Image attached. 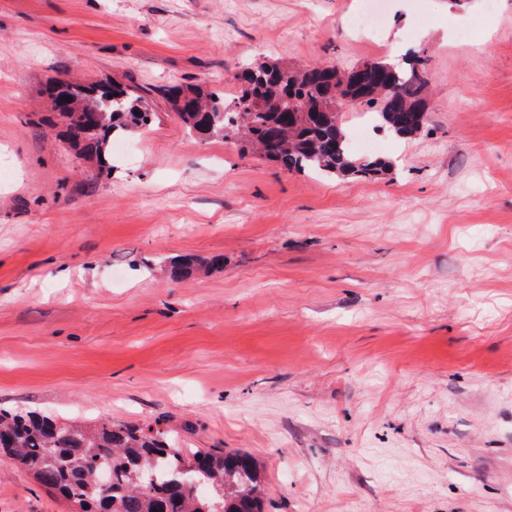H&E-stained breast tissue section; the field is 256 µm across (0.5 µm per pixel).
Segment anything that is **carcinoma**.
<instances>
[{"label":"carcinoma","mask_w":512,"mask_h":512,"mask_svg":"<svg viewBox=\"0 0 512 512\" xmlns=\"http://www.w3.org/2000/svg\"><path fill=\"white\" fill-rule=\"evenodd\" d=\"M427 59L409 68L368 60L354 70L336 65L299 71L257 63L239 76L240 94L226 105L196 86L167 89L186 132L199 138L240 137L286 172L377 179L391 169L383 157L362 159L349 145L337 107L347 92L375 109L380 126L399 138L416 136L426 120ZM394 92L378 96L379 89ZM54 108L68 97V136L79 154L102 160L113 138L151 124L147 102L117 82L47 88ZM202 268L192 258L162 271L182 281ZM0 461L30 473L79 512H261L262 480L247 454L221 448H177L168 431L150 424L61 421L32 411L0 410Z\"/></svg>","instance_id":"obj_1"}]
</instances>
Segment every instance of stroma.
Here are the masks:
<instances>
[{
	"mask_svg": "<svg viewBox=\"0 0 512 512\" xmlns=\"http://www.w3.org/2000/svg\"><path fill=\"white\" fill-rule=\"evenodd\" d=\"M358 5L0 0L1 410L249 453L263 512H512V0H387L379 52L344 22ZM420 49L417 136L342 115L391 160L379 180L189 137L163 94ZM56 79L149 98L111 175L65 141ZM187 255L224 264L160 275ZM72 509L0 462V512Z\"/></svg>",
	"mask_w": 512,
	"mask_h": 512,
	"instance_id": "1",
	"label": "stroma"
}]
</instances>
